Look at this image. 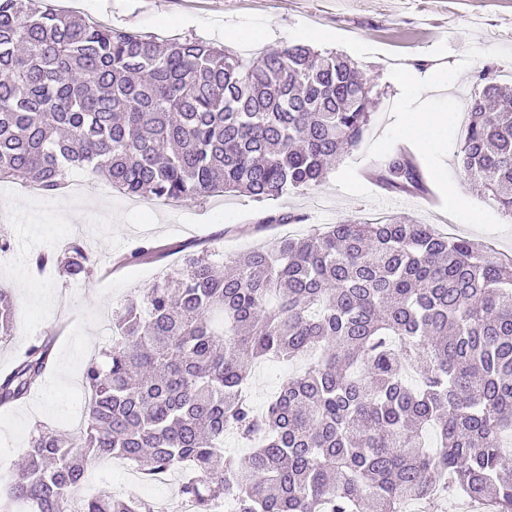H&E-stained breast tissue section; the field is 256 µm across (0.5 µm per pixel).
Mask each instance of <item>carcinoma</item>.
Segmentation results:
<instances>
[{
    "mask_svg": "<svg viewBox=\"0 0 512 512\" xmlns=\"http://www.w3.org/2000/svg\"><path fill=\"white\" fill-rule=\"evenodd\" d=\"M468 104L466 179L512 215V87L491 71ZM343 54L292 44L257 57L195 37L160 39L0 0V181L52 195L85 169L128 196L187 204L241 191L278 198L320 183L356 147L376 102ZM427 192L414 158L377 170ZM188 252L112 314L88 362L78 434L39 426L0 512H154L108 491L83 497L90 465L130 458L153 479L185 468L194 512H434L443 494L512 512V258L408 217L343 218L229 259ZM58 266L83 282L80 240ZM18 314L0 283V344ZM43 336L0 375V408L27 398L55 360ZM319 354L313 358V351ZM308 358L257 410L248 364ZM233 432L253 444L224 450Z\"/></svg>",
    "mask_w": 512,
    "mask_h": 512,
    "instance_id": "cac0c4a2",
    "label": "carcinoma"
}]
</instances>
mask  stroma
I'll use <instances>...</instances> for the list:
<instances>
[{"label":"stroma","instance_id":"35a3bbf8","mask_svg":"<svg viewBox=\"0 0 512 512\" xmlns=\"http://www.w3.org/2000/svg\"><path fill=\"white\" fill-rule=\"evenodd\" d=\"M58 7L115 28L145 34L196 37L252 55L303 43L348 56L374 86L376 107L360 145L345 154L318 185L258 201L243 193H220L172 206L121 193L105 195L88 171L72 175L81 194L29 196L0 182V233L11 241L0 253V281L14 291L19 314L12 339L0 346V374L43 336H58L55 363L43 386L9 410H0V485L11 482L36 425L72 432L85 401L83 371L112 333L105 314L118 309L177 264L182 252L217 247L232 256L275 237L303 236L347 216L379 219L404 215L442 232L488 244L512 257V216L492 197L477 193L464 177L457 152L466 105L478 92L477 76L492 67L512 81V0H56ZM417 71L439 66L434 82L420 81L405 94L403 65ZM444 112L448 125L427 151L417 154L428 195L380 187L371 177L383 158L405 150L404 113ZM299 215L297 224L258 222L270 214ZM81 240L96 264L84 282L49 270L37 279L29 260L58 253ZM164 248L165 258L121 268L114 262L143 245ZM299 363L263 364L251 371L256 407L298 372ZM92 490L122 499H154L177 505L178 480L120 479L92 468Z\"/></svg>","mask_w":512,"mask_h":512}]
</instances>
